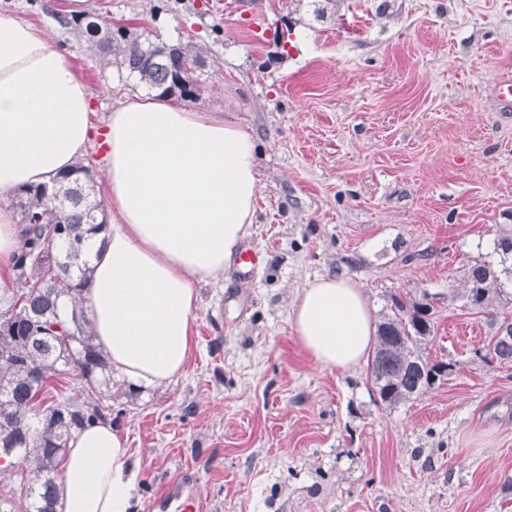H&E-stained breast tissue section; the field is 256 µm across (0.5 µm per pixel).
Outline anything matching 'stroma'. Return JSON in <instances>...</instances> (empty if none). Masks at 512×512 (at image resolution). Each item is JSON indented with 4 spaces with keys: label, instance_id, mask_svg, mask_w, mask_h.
Wrapping results in <instances>:
<instances>
[{
    "label": "stroma",
    "instance_id": "1",
    "mask_svg": "<svg viewBox=\"0 0 512 512\" xmlns=\"http://www.w3.org/2000/svg\"><path fill=\"white\" fill-rule=\"evenodd\" d=\"M67 0H0L92 93L97 130L118 72L60 25ZM91 14L149 26L206 60L195 110L237 122L259 149L247 240L254 278L199 288L182 375L121 387L109 417L138 462L134 512H158L196 478L202 512H512V367L477 359L492 331L462 296L475 260L512 229V109L490 94L512 74V0H89ZM346 277L375 319L429 298V359L444 381L395 409L366 366H317L289 315L307 282Z\"/></svg>",
    "mask_w": 512,
    "mask_h": 512
}]
</instances>
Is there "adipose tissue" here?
Here are the masks:
<instances>
[{"label": "adipose tissue", "instance_id": "adipose-tissue-1", "mask_svg": "<svg viewBox=\"0 0 512 512\" xmlns=\"http://www.w3.org/2000/svg\"><path fill=\"white\" fill-rule=\"evenodd\" d=\"M90 91L32 23L0 17V196L51 182L91 143ZM112 222L86 239L83 306L112 373L137 391L182 374L195 344L196 285L228 271L248 235L260 177L255 139L235 122L153 94L132 96L106 123ZM18 218L0 206V297L15 276ZM291 331L324 369L358 367L374 342L372 309L351 280L301 289ZM138 468L127 437L98 421L76 432L55 512H132Z\"/></svg>", "mask_w": 512, "mask_h": 512}]
</instances>
